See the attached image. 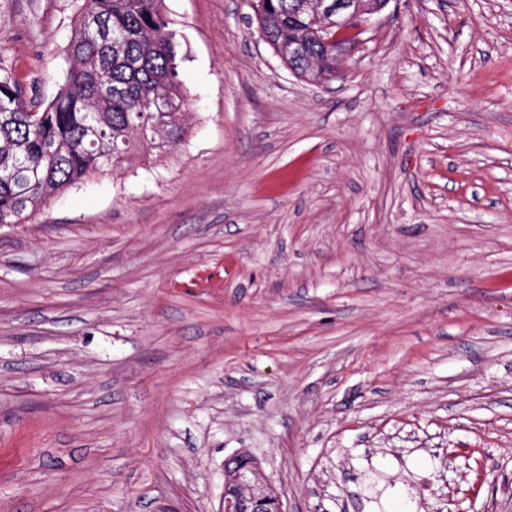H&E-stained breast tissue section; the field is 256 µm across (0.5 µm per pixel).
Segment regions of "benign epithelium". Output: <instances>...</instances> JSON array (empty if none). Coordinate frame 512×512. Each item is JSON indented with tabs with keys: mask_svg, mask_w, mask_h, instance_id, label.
Here are the masks:
<instances>
[{
	"mask_svg": "<svg viewBox=\"0 0 512 512\" xmlns=\"http://www.w3.org/2000/svg\"><path fill=\"white\" fill-rule=\"evenodd\" d=\"M389 0H295L291 18L303 28V34L288 40V59L307 58L313 66L318 60L308 54V40L334 48L336 62L365 44L362 35L369 30L372 17L381 12ZM234 465L235 493L223 500V512H241L247 505L252 512H286L280 497L262 474L240 461L235 455L226 461Z\"/></svg>",
	"mask_w": 512,
	"mask_h": 512,
	"instance_id": "1",
	"label": "benign epithelium"
}]
</instances>
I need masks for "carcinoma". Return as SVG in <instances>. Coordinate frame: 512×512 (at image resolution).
<instances>
[{
    "instance_id": "obj_1",
    "label": "carcinoma",
    "mask_w": 512,
    "mask_h": 512,
    "mask_svg": "<svg viewBox=\"0 0 512 512\" xmlns=\"http://www.w3.org/2000/svg\"><path fill=\"white\" fill-rule=\"evenodd\" d=\"M291 2L256 0L258 28L276 48L298 32ZM65 52L66 79L39 111L11 73L0 74V224H22L75 183L186 133L181 44L162 0H82ZM158 97L173 110L154 111ZM143 122L161 135L143 138Z\"/></svg>"
}]
</instances>
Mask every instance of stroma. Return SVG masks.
Instances as JSON below:
<instances>
[{
    "mask_svg": "<svg viewBox=\"0 0 512 512\" xmlns=\"http://www.w3.org/2000/svg\"><path fill=\"white\" fill-rule=\"evenodd\" d=\"M77 0H0L52 101ZM183 139L0 224V512H512V0H389L337 79L163 0ZM231 464L236 465L232 469L235 493L229 494L231 499L223 500L222 511L239 512L243 510L239 504L242 503L250 507L252 512H286L280 497L257 469L243 464L239 455L226 461L225 472L229 471Z\"/></svg>",
    "mask_w": 512,
    "mask_h": 512,
    "instance_id": "stroma-1",
    "label": "stroma"
}]
</instances>
